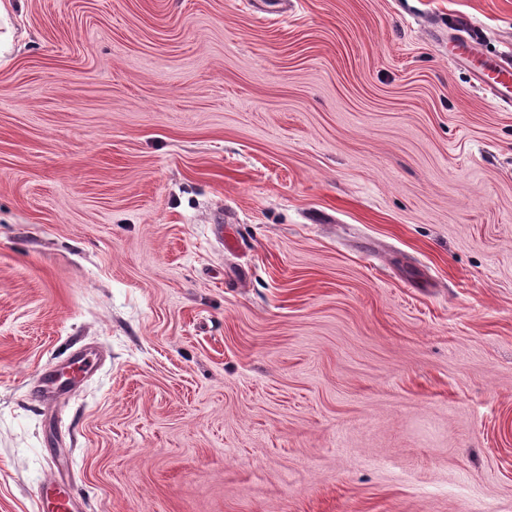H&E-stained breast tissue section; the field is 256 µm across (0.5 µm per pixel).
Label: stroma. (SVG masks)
I'll return each instance as SVG.
<instances>
[{
	"mask_svg": "<svg viewBox=\"0 0 512 512\" xmlns=\"http://www.w3.org/2000/svg\"><path fill=\"white\" fill-rule=\"evenodd\" d=\"M12 3L0 512H512V0ZM478 51L465 37L457 38L449 47V56L454 59H474L473 63L479 75L478 80L483 89L500 103L512 104V61L511 56H496L491 59L478 60ZM477 58V59H475ZM36 500L40 512H75L69 488L55 481L53 476L38 486Z\"/></svg>",
	"mask_w": 512,
	"mask_h": 512,
	"instance_id": "35a3bbf8",
	"label": "stroma"
}]
</instances>
